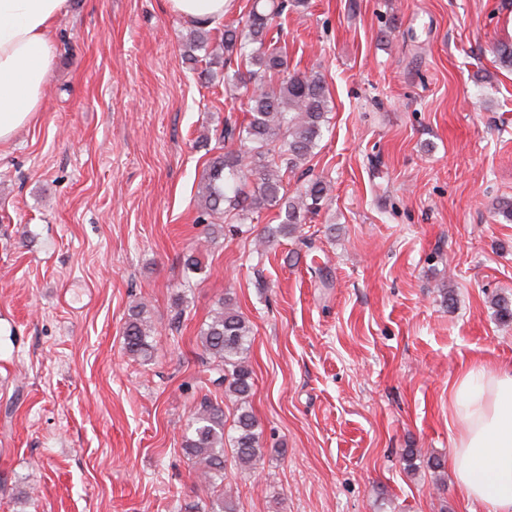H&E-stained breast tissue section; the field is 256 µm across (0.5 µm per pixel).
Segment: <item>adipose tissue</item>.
<instances>
[{
    "label": "adipose tissue",
    "mask_w": 512,
    "mask_h": 512,
    "mask_svg": "<svg viewBox=\"0 0 512 512\" xmlns=\"http://www.w3.org/2000/svg\"><path fill=\"white\" fill-rule=\"evenodd\" d=\"M67 0H0V143L42 103L53 55V23ZM458 425L450 464L472 512H512V369L479 364L448 391Z\"/></svg>",
    "instance_id": "obj_1"
}]
</instances>
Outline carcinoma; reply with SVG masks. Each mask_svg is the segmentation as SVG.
<instances>
[{
    "mask_svg": "<svg viewBox=\"0 0 512 512\" xmlns=\"http://www.w3.org/2000/svg\"><path fill=\"white\" fill-rule=\"evenodd\" d=\"M285 8V0H253L244 26L224 27L218 41L199 27L191 43L212 60L224 59L225 93L248 104L243 121L230 114L224 117V152L208 161L202 177L198 222L222 219L226 224H251L262 210L277 207L284 217L264 237L266 242L295 236L327 200V185L319 178L308 180L292 197L282 193L283 178L313 153L331 109L322 75L288 72L285 47L269 36L273 21ZM251 176L255 186L246 193L243 182ZM153 335L144 306L133 307L123 332L126 353L150 359ZM200 341L202 359L215 374L212 385L224 388L236 402L228 422L224 408L204 397L182 441L205 485L215 487L224 484L227 462L234 463L239 473L251 474L262 457L258 423L249 403L254 386L249 364L252 326L226 298L201 328ZM205 512L237 509L232 498L221 493L209 500Z\"/></svg>",
    "mask_w": 512,
    "mask_h": 512,
    "instance_id": "cac0c4a2",
    "label": "carcinoma"
}]
</instances>
